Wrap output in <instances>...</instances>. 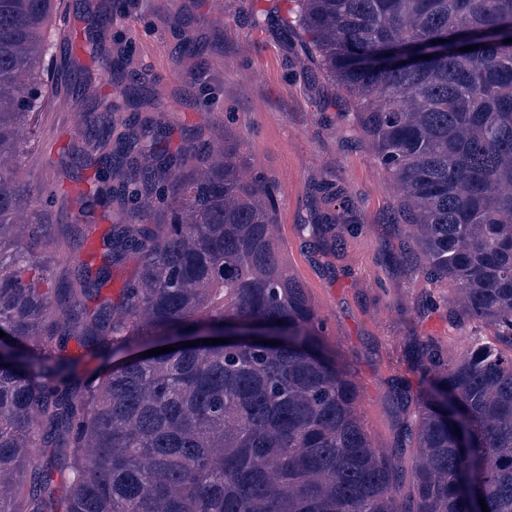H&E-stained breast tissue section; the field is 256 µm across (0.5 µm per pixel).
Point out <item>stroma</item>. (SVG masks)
I'll return each instance as SVG.
<instances>
[{"instance_id":"obj_1","label":"stroma","mask_w":512,"mask_h":512,"mask_svg":"<svg viewBox=\"0 0 512 512\" xmlns=\"http://www.w3.org/2000/svg\"><path fill=\"white\" fill-rule=\"evenodd\" d=\"M55 0L47 31L51 67H64L67 88L46 87L19 180L50 201L38 220L59 237L80 208L71 150L97 122L95 101L117 102L112 134L121 136L131 102L116 92L106 58L126 51L128 70L149 96L140 112L168 125L171 150L200 136L240 145L251 173L274 187L273 235L283 263L326 322L325 348L352 368L357 411L376 447L393 444L397 418L388 381L409 376L403 344L429 336L449 360L481 340L483 328L450 327L446 288L395 263L401 239L388 225L398 210L393 183L355 122V104L323 76L304 41L283 32L288 0ZM261 14L262 23L251 21ZM195 43V55L176 50ZM328 224L341 250L311 254L300 225ZM432 291L438 308L420 312Z\"/></svg>"}]
</instances>
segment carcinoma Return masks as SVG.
<instances>
[{
    "instance_id": "obj_1",
    "label": "carcinoma",
    "mask_w": 512,
    "mask_h": 512,
    "mask_svg": "<svg viewBox=\"0 0 512 512\" xmlns=\"http://www.w3.org/2000/svg\"><path fill=\"white\" fill-rule=\"evenodd\" d=\"M50 2L0 0V512H512V0H293L287 21L399 193V260L453 288L449 325L493 331L453 364L409 339L418 388L389 381L391 448L373 446L352 371L280 258L275 190L233 145L174 153L137 112L116 145L112 120L88 127L82 211L122 220L104 264L52 284L42 256L61 242L15 176ZM301 231L315 253L343 244ZM86 240L68 225L69 252ZM127 254L140 266L122 300L89 312ZM72 343L89 361L136 352L95 376Z\"/></svg>"
}]
</instances>
